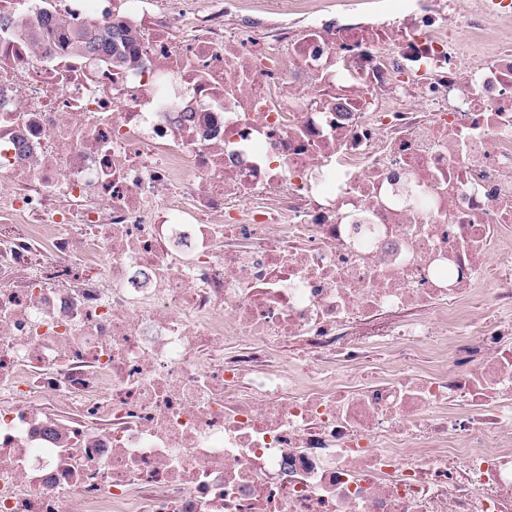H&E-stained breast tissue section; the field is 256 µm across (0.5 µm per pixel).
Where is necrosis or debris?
Listing matches in <instances>:
<instances>
[{
	"label": "necrosis or debris",
	"instance_id": "1",
	"mask_svg": "<svg viewBox=\"0 0 512 512\" xmlns=\"http://www.w3.org/2000/svg\"><path fill=\"white\" fill-rule=\"evenodd\" d=\"M487 3L0 0V512H512ZM72 49L78 53L106 54L112 52V63L122 65L125 58L115 51L116 42H133L137 34L129 29L116 28L112 33L93 25H83L74 28L69 33Z\"/></svg>",
	"mask_w": 512,
	"mask_h": 512
}]
</instances>
